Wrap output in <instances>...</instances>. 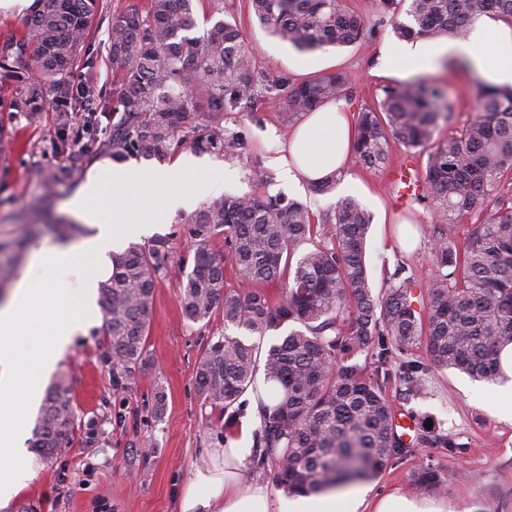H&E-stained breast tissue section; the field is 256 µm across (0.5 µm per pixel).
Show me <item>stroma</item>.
Masks as SVG:
<instances>
[{
	"instance_id": "1",
	"label": "stroma",
	"mask_w": 512,
	"mask_h": 512,
	"mask_svg": "<svg viewBox=\"0 0 512 512\" xmlns=\"http://www.w3.org/2000/svg\"><path fill=\"white\" fill-rule=\"evenodd\" d=\"M353 4L375 35L369 45L334 47L330 53L338 69L353 78L348 106L355 112L379 100L384 87L392 85V78L379 70V58L396 37L380 0ZM195 18L197 37L220 20L242 27L257 70L289 82L325 73L320 52H299L261 28L248 12V0H197ZM422 79L442 89L453 106L435 139L448 138L474 119L479 85L471 73L452 65L424 73ZM51 128L47 116L32 123L19 114L0 112V134L13 141L12 153L0 155V244H26L0 285L6 293L25 270L31 246L48 248L69 238L65 224L70 217L63 205L88 174L87 169L76 170L65 181L45 187L35 170L59 163L44 151ZM290 129L275 102L261 98L244 111L224 115V133L240 138L241 150L232 155L207 152L203 158L209 169L237 170L225 191L267 192L307 203L322 233L327 230L322 216L341 199L356 198L372 217L366 264L374 290L390 287L399 269L414 277L419 292H426L438 274L430 254L433 209L417 201L396 204L391 184L393 172L405 163L424 169L425 149L394 146L375 168L351 163L331 193L316 195L309 184L284 181L270 165ZM47 190L52 193L49 212L35 218L29 204ZM187 218V212H177L158 231L169 243L170 259L157 281L144 361L134 384L126 390L113 386L101 321L75 336L54 370L55 376L68 378L71 388L77 415L72 446L57 458L34 459L31 478L0 512H175L176 499L196 470L211 467L207 450L215 446L225 416L205 401L195 371L210 340L223 334L224 317L216 313L194 323L183 315L182 281L192 268L194 245ZM37 219L42 225L35 230L31 224ZM493 389V384L448 368L432 370L423 392L414 396H403L399 384H389L395 415L409 416L416 425L431 421L462 450L451 454L434 445L415 448L369 480L371 501L397 492L441 502L447 512H512V415L494 412ZM159 397L165 401L160 410L155 407ZM425 465L439 473V488L417 487L415 475Z\"/></svg>"
}]
</instances>
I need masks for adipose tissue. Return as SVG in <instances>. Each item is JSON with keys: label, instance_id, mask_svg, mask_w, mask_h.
I'll list each match as a JSON object with an SVG mask.
<instances>
[{"label": "adipose tissue", "instance_id": "1", "mask_svg": "<svg viewBox=\"0 0 512 512\" xmlns=\"http://www.w3.org/2000/svg\"><path fill=\"white\" fill-rule=\"evenodd\" d=\"M466 55L481 74L512 87V27L488 17L476 20L463 42H409L383 51V69L406 78L436 70ZM354 132L344 101L324 103L293 129L285 152L271 162L287 178L313 183L341 172L350 158ZM199 165L189 157L152 168L99 167L67 202L69 211L91 228L89 235L51 248L32 250L27 272L0 305V503L23 488L27 467L21 448L31 407L44 380L85 328L95 307L99 281L109 277L110 255L120 243L148 234L177 209H191L201 195L220 192L236 170L195 181ZM249 454L238 439L211 449L216 467L196 471L178 498V512H363L369 495L362 486L322 496L272 497L262 484H243L240 469Z\"/></svg>", "mask_w": 512, "mask_h": 512}]
</instances>
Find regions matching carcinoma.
<instances>
[{
    "mask_svg": "<svg viewBox=\"0 0 512 512\" xmlns=\"http://www.w3.org/2000/svg\"><path fill=\"white\" fill-rule=\"evenodd\" d=\"M407 4L409 22L397 19ZM258 23L302 52L371 40L363 15L350 0H249ZM395 17L394 32L411 39L447 35L466 39L471 24L493 15L512 25V0H383ZM107 23L112 57V97L99 93L96 53L87 32ZM193 0H146L103 11L101 0H33L26 32L0 43V81L16 88L9 109L35 123L50 105L53 131L46 151L63 164L46 173L47 188L31 208L51 196L54 183L103 153L162 158L189 144L229 154L242 143L224 136V113L241 112L257 98H271L283 117L298 116L351 92L345 72L291 83L253 67L245 33L219 20L202 37ZM26 58L22 69L17 61ZM83 60L82 84L71 72ZM477 116L459 134L428 153L421 200L437 224L473 223L464 247L433 232L431 252L442 270L423 311L413 304L416 283L399 279L378 296L365 263L370 214L352 198L339 201L322 222L333 226L318 240L308 206L279 195L226 194L188 219L196 241L191 270L182 283L185 317L199 322L216 312L224 326L259 337L292 328L266 350L238 337L208 344L196 368L200 392L237 418L240 398L258 393V380L278 387L259 401L260 428L253 460L276 467V481L297 495L325 493L363 483L393 459L421 444H458L436 428L419 426L406 442L395 430L383 389L395 380L406 396L422 389L434 368H452L477 381L501 376L498 354L512 345V88L487 85ZM452 111L444 93L426 83L389 86L372 106L354 114L355 158L366 167L386 160L392 145L424 147L439 119ZM224 235L228 256L217 257L211 238ZM167 240L132 244L112 261L101 286L103 336L120 388L134 383L142 362L156 279L168 268ZM231 262L251 283H279L277 301L256 289L245 295L224 280ZM448 272H443V269ZM425 343L426 360L392 364L390 347L406 351ZM375 351L376 369L365 373L356 357ZM76 415L66 377L51 386L33 429L31 449L50 459L69 449ZM419 488L439 484L436 471L416 474Z\"/></svg>",
    "mask_w": 512,
    "mask_h": 512,
    "instance_id": "carcinoma-1",
    "label": "carcinoma"
}]
</instances>
